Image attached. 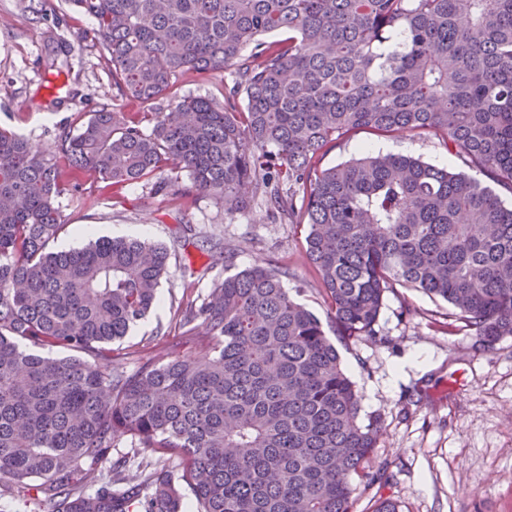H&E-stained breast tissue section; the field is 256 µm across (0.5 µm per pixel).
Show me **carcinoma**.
I'll return each mask as SVG.
<instances>
[{
  "instance_id": "cac0c4a2",
  "label": "carcinoma",
  "mask_w": 512,
  "mask_h": 512,
  "mask_svg": "<svg viewBox=\"0 0 512 512\" xmlns=\"http://www.w3.org/2000/svg\"><path fill=\"white\" fill-rule=\"evenodd\" d=\"M69 2L95 19L121 94L167 98L189 71L230 85L222 104L189 95L144 113L148 131L94 111L61 136L68 181L0 130V478L54 512H182L184 487L198 512H352L353 477L370 488L390 475L372 464L379 423L359 424L331 335H376L400 285L448 302L483 347L512 336V206L494 189L512 192V0ZM419 130L494 186L407 155L320 168L357 132ZM89 171L209 195L230 218L259 199L269 218L308 225L330 328L263 261L183 311L207 353L102 367L157 304L171 253L126 238L49 250L59 199ZM117 433L159 457L85 493Z\"/></svg>"
}]
</instances>
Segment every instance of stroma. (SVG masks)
I'll list each match as a JSON object with an SVG mask.
<instances>
[{"mask_svg":"<svg viewBox=\"0 0 512 512\" xmlns=\"http://www.w3.org/2000/svg\"><path fill=\"white\" fill-rule=\"evenodd\" d=\"M94 27L69 0H0V128L57 159L61 135L78 132L101 107L114 105L126 119H141L145 104L120 95ZM59 44L68 60L60 73L45 65ZM365 149L465 167L428 131H363L329 151L321 165L349 161ZM61 214L56 251L66 242L82 247L116 227L177 247L160 303L112 343L113 367L130 370L167 352L203 354L182 326L183 309L212 280L265 259L285 269L283 286L300 303L327 316L304 256L306 225L271 223L261 203L230 219L207 195L172 199L141 183L116 188L86 175L78 197L62 199ZM89 228L94 236H86ZM208 237L223 242V255L205 246ZM187 266L204 270V277L184 279ZM375 329L376 336L337 343L357 390L360 423L380 424L375 462L391 475L382 489H356L354 512H372L380 497L399 502L403 512H512V336L480 349L447 302L399 286L386 293Z\"/></svg>","mask_w":512,"mask_h":512,"instance_id":"stroma-1","label":"stroma"}]
</instances>
